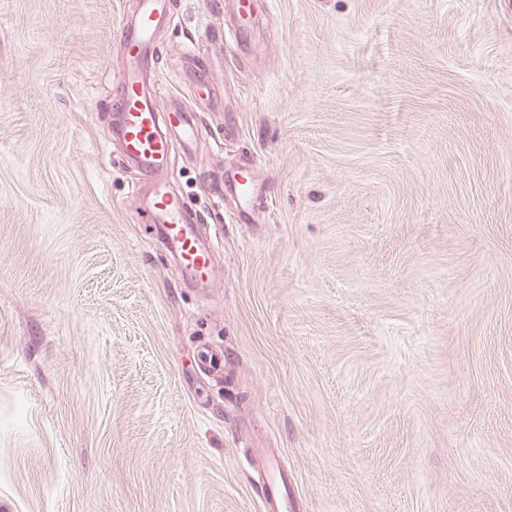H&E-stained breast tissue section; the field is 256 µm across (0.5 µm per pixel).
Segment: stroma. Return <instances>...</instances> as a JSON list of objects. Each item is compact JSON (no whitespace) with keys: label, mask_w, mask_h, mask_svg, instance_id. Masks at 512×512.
<instances>
[{"label":"stroma","mask_w":512,"mask_h":512,"mask_svg":"<svg viewBox=\"0 0 512 512\" xmlns=\"http://www.w3.org/2000/svg\"><path fill=\"white\" fill-rule=\"evenodd\" d=\"M136 2L0 0V512H264L272 460L293 512H512V0H252L235 41L170 0L202 285L112 137Z\"/></svg>","instance_id":"1"}]
</instances>
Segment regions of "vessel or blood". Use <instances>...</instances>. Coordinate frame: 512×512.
<instances>
[{"label":"vessel or blood","mask_w":512,"mask_h":512,"mask_svg":"<svg viewBox=\"0 0 512 512\" xmlns=\"http://www.w3.org/2000/svg\"><path fill=\"white\" fill-rule=\"evenodd\" d=\"M169 0H139L135 22L120 30L122 67L116 85L117 130L124 156L140 168L146 179H155L168 153L167 132L180 134L183 141H195L198 119L181 102L160 106L158 94L148 92L147 63L153 57V37L163 22L170 20ZM165 238L175 246L189 272L207 276L212 272L211 256L217 241L201 247L193 218L188 217L178 195L158 187L152 210ZM265 512H288V479L278 474L262 484Z\"/></svg>","instance_id":"obj_1"}]
</instances>
